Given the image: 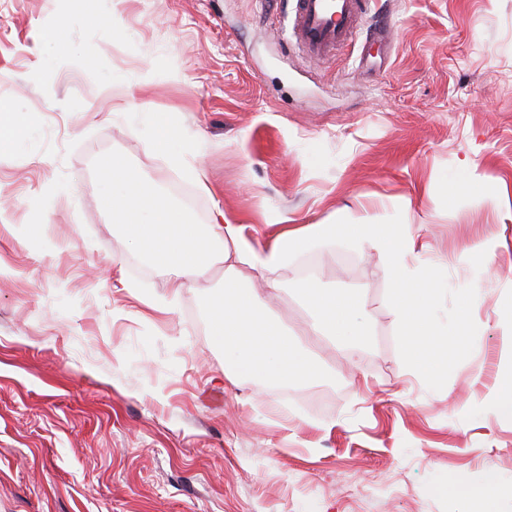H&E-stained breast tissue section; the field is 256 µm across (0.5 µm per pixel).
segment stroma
Listing matches in <instances>:
<instances>
[{
    "label": "stroma",
    "mask_w": 512,
    "mask_h": 512,
    "mask_svg": "<svg viewBox=\"0 0 512 512\" xmlns=\"http://www.w3.org/2000/svg\"><path fill=\"white\" fill-rule=\"evenodd\" d=\"M371 8L389 38L321 62L283 48L278 0H0V120L27 129L0 153V512H471L444 488L491 469L512 512V422L490 411L512 368V0ZM116 159L206 235L221 213L260 245L281 214L407 225L409 269L443 265L440 315L478 289V334L445 385L422 380L385 263L327 240L265 292L316 376L225 374L223 262L171 295L101 204ZM472 171L497 199L448 198ZM308 281L361 296L354 356L311 334ZM145 120L151 127L157 149L174 163L182 162L179 139L163 116L158 113H145Z\"/></svg>",
    "instance_id": "obj_1"
}]
</instances>
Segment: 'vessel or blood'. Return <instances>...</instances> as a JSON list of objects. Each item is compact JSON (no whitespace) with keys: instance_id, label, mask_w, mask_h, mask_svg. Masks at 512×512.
Listing matches in <instances>:
<instances>
[{"instance_id":"vessel-or-blood-1","label":"vessel or blood","mask_w":512,"mask_h":512,"mask_svg":"<svg viewBox=\"0 0 512 512\" xmlns=\"http://www.w3.org/2000/svg\"><path fill=\"white\" fill-rule=\"evenodd\" d=\"M371 0H294L292 35L306 54L320 61L358 39Z\"/></svg>"}]
</instances>
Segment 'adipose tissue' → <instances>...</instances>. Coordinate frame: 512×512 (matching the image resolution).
I'll return each instance as SVG.
<instances>
[{"label":"adipose tissue","instance_id":"adipose-tissue-1","mask_svg":"<svg viewBox=\"0 0 512 512\" xmlns=\"http://www.w3.org/2000/svg\"><path fill=\"white\" fill-rule=\"evenodd\" d=\"M105 181L104 208L111 212L127 238L170 274L173 288L204 272L214 257L224 263V299L210 314V330L224 349L225 363L245 377L261 376L287 384L309 379L316 371L313 356L290 337L286 328L264 313L261 297L251 288L263 277L287 265L315 241L336 236L375 251L392 274L390 305L396 317L402 359L422 379L437 385L448 376V351L470 347L477 333L473 311L477 293L463 289L452 324L439 321L436 309L444 284L436 272L412 277L407 259L415 240L401 224H301L278 234L264 248H255L242 225L215 224L220 249H212L182 212L169 204L139 175L113 164ZM299 295L311 313L314 335L328 336L342 345L360 343L362 299L347 288H316L304 284Z\"/></svg>","mask_w":512,"mask_h":512}]
</instances>
